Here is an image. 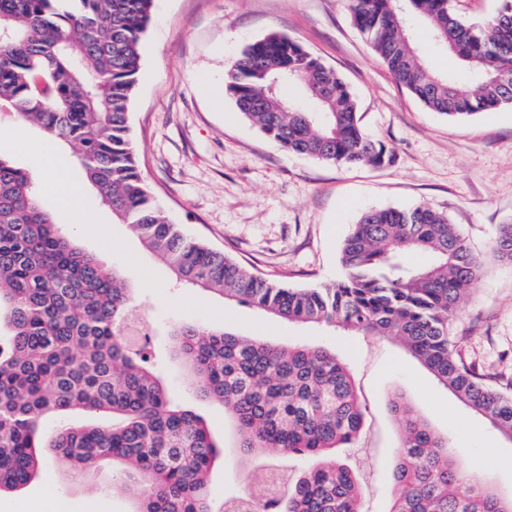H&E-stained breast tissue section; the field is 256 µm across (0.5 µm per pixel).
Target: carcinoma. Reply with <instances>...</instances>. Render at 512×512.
<instances>
[{
  "mask_svg": "<svg viewBox=\"0 0 512 512\" xmlns=\"http://www.w3.org/2000/svg\"><path fill=\"white\" fill-rule=\"evenodd\" d=\"M0 0V105L76 149L101 203L127 224L176 278L294 324L333 327L397 343L475 414L512 438V394L458 354L453 313L478 278L481 259L448 215L427 205L372 209L344 238L342 279L290 288L187 237L157 206L138 165L129 108L140 42L153 0ZM355 25L395 80L432 112L466 120L512 105V0L471 24L455 0H351ZM419 19L444 46L474 92L426 68L407 30ZM299 84L315 108L284 100ZM225 90L243 118L282 147L331 165L380 167L394 154L359 124L345 79L298 41L270 33L226 71ZM495 255L512 261V224L500 226ZM424 254V265L406 256ZM129 281L63 236L34 176L0 156V491L38 478L42 448L74 476L105 462L137 490L136 512H214L207 479L219 454L203 418L177 405L131 344ZM199 395L224 406L239 451L276 448L316 465L277 489V512H362L359 476L337 458L358 440L365 412L351 371L336 353L233 330L178 324L171 330ZM387 512H512L455 457L448 438L401 397ZM80 411L93 420L44 442L39 420Z\"/></svg>",
  "mask_w": 512,
  "mask_h": 512,
  "instance_id": "1",
  "label": "carcinoma"
}]
</instances>
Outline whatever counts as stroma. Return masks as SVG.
<instances>
[{
	"mask_svg": "<svg viewBox=\"0 0 512 512\" xmlns=\"http://www.w3.org/2000/svg\"><path fill=\"white\" fill-rule=\"evenodd\" d=\"M274 32L298 41L344 77L361 127L394 151L392 165H326L284 151L242 118L225 92V71L247 44ZM140 54L129 114L137 158L157 203L186 234L261 276L307 288L342 277L341 244L364 211L430 205L447 214L483 260L453 318L457 349L491 385L512 382V263L492 249L500 226L512 224V107L461 121L429 111L373 52L348 0H154ZM21 128L29 140L18 146L14 137ZM45 138L14 113L0 112V154L35 179H55L58 191L44 200L60 232L129 278L164 385L223 444L224 456L209 477L214 502L246 490L248 467L231 419L222 406L197 396L187 364L175 355L169 329L176 323L322 346L347 362L366 407L359 446L351 453L365 479L364 512H387L393 494L387 463L396 427L387 399L396 392L447 435L470 471L512 492V440L403 350L383 339L277 320L180 285L128 225L114 223L96 195L87 196L84 213L67 212L60 198L69 178L84 170L76 163L69 173L49 176ZM43 454L49 460L45 476L1 492L0 512H55L70 501L78 512H134L136 497L120 470L103 464L73 477L52 464L51 449Z\"/></svg>",
	"mask_w": 512,
	"mask_h": 512,
	"instance_id": "obj_1",
	"label": "stroma"
}]
</instances>
